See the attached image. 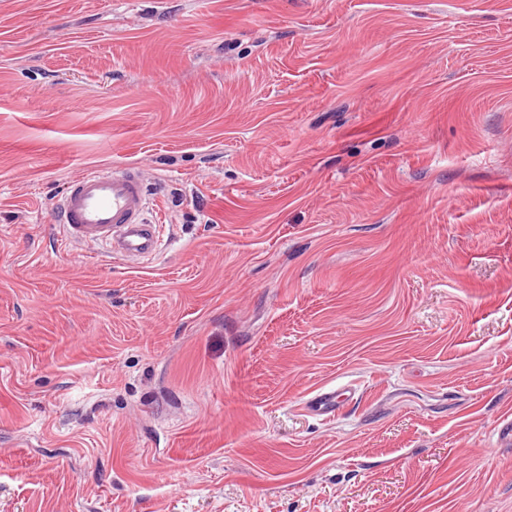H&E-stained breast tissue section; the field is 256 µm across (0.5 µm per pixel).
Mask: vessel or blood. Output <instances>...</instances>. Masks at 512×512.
<instances>
[{
	"label": "vessel or blood",
	"instance_id": "1",
	"mask_svg": "<svg viewBox=\"0 0 512 512\" xmlns=\"http://www.w3.org/2000/svg\"><path fill=\"white\" fill-rule=\"evenodd\" d=\"M147 183L138 166L90 171L70 179L59 197L54 218L67 244L103 245L106 256L151 258L163 245L162 225L144 216ZM355 399L347 387L326 389L306 404L316 416L338 415Z\"/></svg>",
	"mask_w": 512,
	"mask_h": 512
}]
</instances>
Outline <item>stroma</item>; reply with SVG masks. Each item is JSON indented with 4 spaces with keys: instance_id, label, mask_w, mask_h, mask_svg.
Instances as JSON below:
<instances>
[{
    "instance_id": "35a3bbf8",
    "label": "stroma",
    "mask_w": 512,
    "mask_h": 512,
    "mask_svg": "<svg viewBox=\"0 0 512 512\" xmlns=\"http://www.w3.org/2000/svg\"><path fill=\"white\" fill-rule=\"evenodd\" d=\"M508 418L512 0H0V512H512ZM147 183L139 166L90 171L70 179L54 218L65 244L105 246V256L152 258L163 245V225L144 217ZM355 400V393L349 387L322 390L314 395L306 408L315 416L334 417Z\"/></svg>"
}]
</instances>
